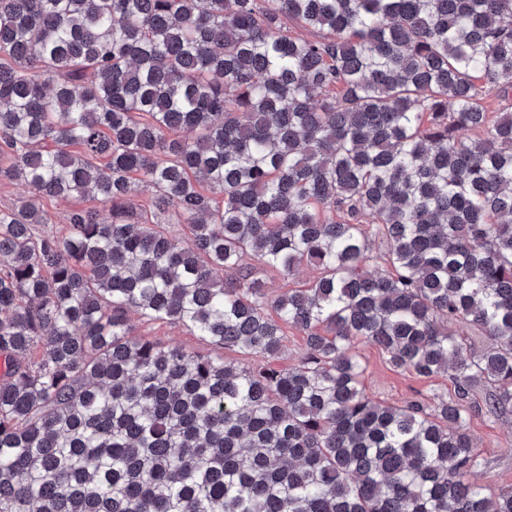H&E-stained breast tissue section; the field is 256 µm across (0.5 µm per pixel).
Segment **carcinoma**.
<instances>
[{
  "label": "carcinoma",
  "mask_w": 512,
  "mask_h": 512,
  "mask_svg": "<svg viewBox=\"0 0 512 512\" xmlns=\"http://www.w3.org/2000/svg\"><path fill=\"white\" fill-rule=\"evenodd\" d=\"M478 80L512 90V0H0L31 193L0 207V512H512L465 424L512 408V111ZM360 343L453 395L370 397ZM50 212L54 215L56 224H48L47 229L60 232L65 226V217L68 211L74 207L102 209V205L92 199L58 200L48 203ZM135 334L152 340H159L167 345L183 348L187 351L207 357H224V360L252 365L261 358L243 359L240 354L230 349H217L203 337L198 336L187 328L166 322L147 321L137 315H131ZM305 348L303 334L295 329L288 328V342L285 351L276 358L275 363L279 366H292L298 363Z\"/></svg>",
  "instance_id": "1"
}]
</instances>
